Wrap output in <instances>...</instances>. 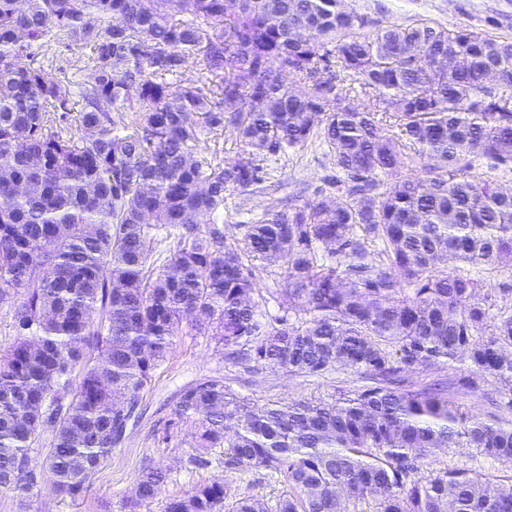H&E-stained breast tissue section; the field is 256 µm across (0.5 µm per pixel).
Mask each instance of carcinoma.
Instances as JSON below:
<instances>
[{"label":"carcinoma","instance_id":"carcinoma-1","mask_svg":"<svg viewBox=\"0 0 512 512\" xmlns=\"http://www.w3.org/2000/svg\"><path fill=\"white\" fill-rule=\"evenodd\" d=\"M373 25L344 0H0V297L16 302L1 490L36 488L29 451L48 432L57 495L81 497L189 327L240 364L364 385L261 407L221 377L186 387L169 426L201 451L189 462L222 448L224 474L262 469L289 491L268 508L218 478L166 512H512V482L436 468L449 448L511 466L512 420L406 378L459 363L455 388L489 378L512 411V289L459 269L512 268V194L480 172L512 169V41ZM52 45L90 48V80L51 76L33 48ZM191 60L205 77H184ZM358 89L375 99L352 104ZM226 130L230 162L212 143ZM315 138L335 194L220 219L268 159ZM258 260L282 281L273 327ZM163 478L142 472L130 507Z\"/></svg>","mask_w":512,"mask_h":512}]
</instances>
